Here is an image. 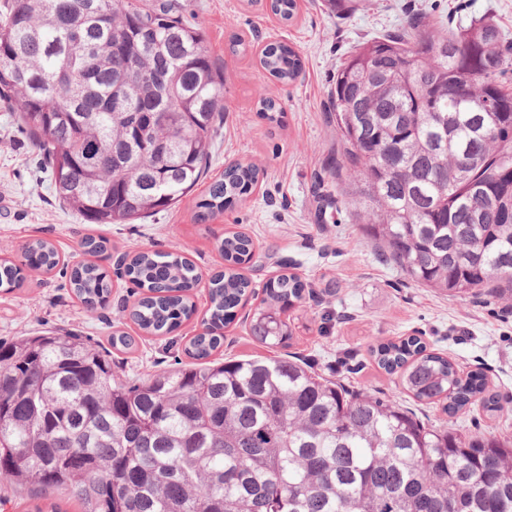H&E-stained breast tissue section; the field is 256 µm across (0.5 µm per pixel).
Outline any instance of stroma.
Returning <instances> with one entry per match:
<instances>
[{"mask_svg": "<svg viewBox=\"0 0 512 512\" xmlns=\"http://www.w3.org/2000/svg\"><path fill=\"white\" fill-rule=\"evenodd\" d=\"M166 2L184 23L202 29L206 51L224 72V117L206 173L171 210L132 224L87 223L56 199L44 158L20 132L12 106L0 101V259L23 265L24 244L43 238L66 262L82 261V240L102 236L107 249L95 261L113 275L107 307L92 310L63 288L59 271L25 268L19 287L0 289V340L71 333L111 349L112 370L127 381L174 367L188 339L202 330L206 288L194 292L197 317L170 334L148 336L128 317L138 295L127 278L117 277L118 261L145 248L177 253L207 278L224 268L218 241L242 232L255 246L243 268L255 288L286 272L306 284L302 299L287 312L293 339L278 355L304 359L346 387L365 389L413 409L426 423L440 424L446 416L439 404L417 402L400 376L385 373L370 355L379 342L421 337L461 372L482 369L503 407L493 416L470 408L455 419V428L512 436V300L448 296L418 285L379 257L345 210L319 214L314 193L317 177L339 148L330 114L332 78L357 46L399 34L414 19L448 34L475 17L491 20L512 42V0H354L353 10L343 14L325 0H298L287 22L257 0ZM275 40L288 41L302 56L304 69L293 83L276 81L260 66L263 46ZM263 96L279 101L280 124L260 113ZM230 163L256 165L265 175L246 202L198 222V202ZM249 312L241 307L225 328V357L263 354L249 333ZM118 331L133 337L130 349H112Z\"/></svg>", "mask_w": 512, "mask_h": 512, "instance_id": "35a3bbf8", "label": "stroma"}]
</instances>
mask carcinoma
I'll return each mask as SVG.
<instances>
[{
  "mask_svg": "<svg viewBox=\"0 0 512 512\" xmlns=\"http://www.w3.org/2000/svg\"><path fill=\"white\" fill-rule=\"evenodd\" d=\"M287 21L295 0H269ZM261 66L283 83L303 70L288 43L267 44ZM512 45L491 21L446 35L412 22L372 39L336 71L331 89L345 184L356 223L414 282L450 296L512 299ZM44 155L56 197L91 224H132L167 211L200 181L224 112V72L201 29L138 0H8L0 21V99ZM271 122L282 113L259 100ZM263 172L231 165L197 204L204 223L249 197ZM480 209L471 206L474 194ZM208 328L188 361L137 382L112 357L55 332L0 341V475L24 512H512V437L423 423L408 408L353 390L295 357L220 361L218 327L255 295L241 266L252 240L218 245ZM29 266L60 264L54 245L25 246ZM127 275L143 290L131 320L149 334L190 317L200 280L186 258L142 250ZM21 268L0 261V287ZM88 305L110 278L71 267ZM304 283L282 273L263 288L249 332L273 349L293 337L281 318ZM372 355L401 373L420 402L452 417L501 410L485 373L461 375L421 338Z\"/></svg>",
  "mask_w": 512,
  "mask_h": 512,
  "instance_id": "1",
  "label": "carcinoma"
}]
</instances>
